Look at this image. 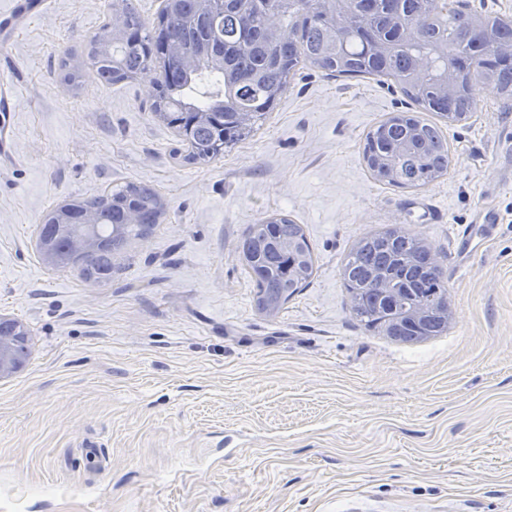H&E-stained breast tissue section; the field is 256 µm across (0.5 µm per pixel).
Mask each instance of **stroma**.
I'll list each match as a JSON object with an SVG mask.
<instances>
[{
	"mask_svg": "<svg viewBox=\"0 0 512 512\" xmlns=\"http://www.w3.org/2000/svg\"><path fill=\"white\" fill-rule=\"evenodd\" d=\"M111 15L0 0V313L32 342L0 379V512H512V104L476 87L447 174L397 188L361 144L411 101L301 65L253 137L193 164L147 79L95 77L83 45ZM127 182L165 208L110 284L43 261L52 208ZM274 216L315 272L269 318L238 244ZM390 226L439 252L447 335L353 317L342 262Z\"/></svg>",
	"mask_w": 512,
	"mask_h": 512,
	"instance_id": "1",
	"label": "stroma"
}]
</instances>
